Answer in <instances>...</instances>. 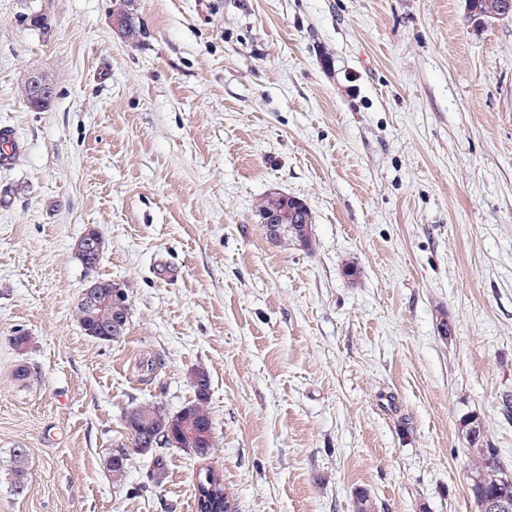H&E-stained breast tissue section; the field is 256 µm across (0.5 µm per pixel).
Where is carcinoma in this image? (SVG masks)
<instances>
[{"instance_id": "obj_1", "label": "carcinoma", "mask_w": 512, "mask_h": 512, "mask_svg": "<svg viewBox=\"0 0 512 512\" xmlns=\"http://www.w3.org/2000/svg\"><path fill=\"white\" fill-rule=\"evenodd\" d=\"M133 0H122L117 8L116 18L122 20L121 39L128 45L137 44L140 28L136 23L132 5ZM479 13L470 20L479 24H489L496 21V14L501 0H477ZM258 211L264 215L275 213L280 215L286 224L313 223L312 212L307 204L294 205L279 193H272L260 200ZM91 282L97 285L95 291L103 303L101 309H91L83 304L77 305V316L80 326L85 332L94 333L93 339L106 342L105 334L112 326V320L120 314L116 306L118 298L114 295L115 285L112 281L95 277ZM124 303H129L128 297H123ZM192 386L195 399L175 413H170L155 404L139 405L130 409L137 430H127L130 445H121L112 450L108 466L112 473V482L121 485L127 473L129 448L142 452L156 448H167L170 443L166 440L170 431L180 432L177 447L186 451L196 459L205 460L211 455L214 436L213 426L207 403L209 399L210 380L206 371L198 369L193 373ZM470 485L469 491L475 505H480V494L499 492L512 499V486L506 485L502 477L509 471L508 465L499 457L496 449L487 448L483 440L477 438L467 449ZM7 476L11 490L22 494L27 488L29 479L28 453L25 448H14L10 453ZM196 512H236L229 506L223 479L212 468H201L197 474L195 492Z\"/></svg>"}]
</instances>
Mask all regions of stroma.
Returning a JSON list of instances; mask_svg holds the SVG:
<instances>
[{
  "label": "stroma",
  "instance_id": "obj_1",
  "mask_svg": "<svg viewBox=\"0 0 512 512\" xmlns=\"http://www.w3.org/2000/svg\"><path fill=\"white\" fill-rule=\"evenodd\" d=\"M115 7L0 0V126L23 144L0 168V512H195L204 465L237 512H351L360 493L372 512H476L462 419L512 461V19L134 0L130 46ZM35 71L43 111L20 93ZM273 192L310 208L311 249L267 237ZM91 226L97 277L129 297L112 342L75 316ZM198 369L208 460L135 452L114 484L125 412L178 411ZM100 240L101 235L99 230L95 227H89L77 243V253L81 255H87L96 252L100 245ZM79 254H77L78 259L83 268L85 269L86 274H93L95 269L97 268V265L99 264L100 258L97 260L89 259L84 264L83 259L80 257ZM27 452L28 450L25 448H14L10 453L6 471L10 488L15 494H23L28 485L29 462Z\"/></svg>",
  "mask_w": 512,
  "mask_h": 512
}]
</instances>
